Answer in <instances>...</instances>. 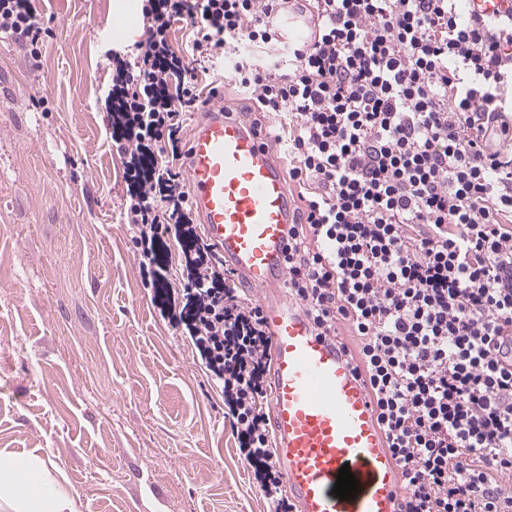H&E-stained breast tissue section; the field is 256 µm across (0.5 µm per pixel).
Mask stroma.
I'll use <instances>...</instances> for the list:
<instances>
[{
    "label": "stroma",
    "instance_id": "1",
    "mask_svg": "<svg viewBox=\"0 0 512 512\" xmlns=\"http://www.w3.org/2000/svg\"><path fill=\"white\" fill-rule=\"evenodd\" d=\"M132 0H34L0 33V448L46 456L76 512H270L224 397L141 280L103 97ZM32 0H0V30L18 38L34 61L42 57L52 36Z\"/></svg>",
    "mask_w": 512,
    "mask_h": 512
}]
</instances>
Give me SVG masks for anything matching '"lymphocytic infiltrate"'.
<instances>
[{"label": "lymphocytic infiltrate", "instance_id": "1", "mask_svg": "<svg viewBox=\"0 0 512 512\" xmlns=\"http://www.w3.org/2000/svg\"><path fill=\"white\" fill-rule=\"evenodd\" d=\"M140 2L141 40L106 53L126 222L143 282L222 388L256 489L294 512L264 411L262 309L203 240L184 176V123L207 105L196 59L248 111L288 117L268 143L286 145L299 200L288 288L318 335L356 337L349 358L400 465L403 512H512L494 480L512 471V7L308 0L315 40L289 47L265 22L278 0ZM184 20L188 56L167 38ZM0 31L35 61L52 36L33 0H0Z\"/></svg>", "mask_w": 512, "mask_h": 512}]
</instances>
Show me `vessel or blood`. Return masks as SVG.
I'll use <instances>...</instances> for the list:
<instances>
[{"mask_svg":"<svg viewBox=\"0 0 512 512\" xmlns=\"http://www.w3.org/2000/svg\"><path fill=\"white\" fill-rule=\"evenodd\" d=\"M296 6L289 0L269 25L282 41L306 44L314 24ZM263 139L244 113L213 102L187 145L186 170L205 240L263 307L267 401L284 488L297 512H399L400 470L365 385L286 291L291 189ZM345 465L360 487L350 500L333 493Z\"/></svg>","mask_w":512,"mask_h":512,"instance_id":"vessel-or-blood-1","label":"vessel or blood"}]
</instances>
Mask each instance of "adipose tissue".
<instances>
[{"mask_svg":"<svg viewBox=\"0 0 512 512\" xmlns=\"http://www.w3.org/2000/svg\"><path fill=\"white\" fill-rule=\"evenodd\" d=\"M0 512H75L74 495L48 459L0 448Z\"/></svg>","mask_w":512,"mask_h":512,"instance_id":"ef3b65f1","label":"adipose tissue"}]
</instances>
